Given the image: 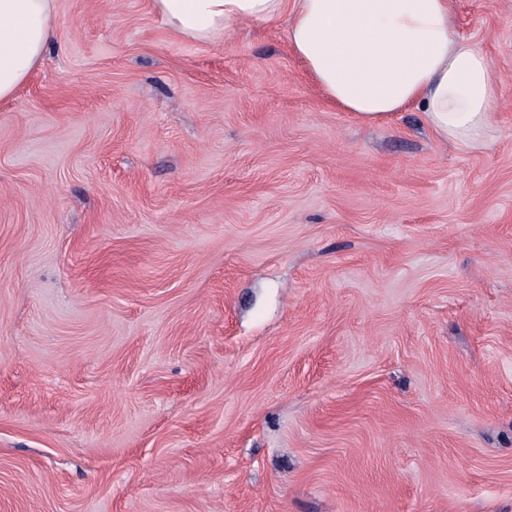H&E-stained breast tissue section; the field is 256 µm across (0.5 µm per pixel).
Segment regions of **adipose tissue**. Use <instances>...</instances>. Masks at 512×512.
I'll use <instances>...</instances> for the list:
<instances>
[{"instance_id":"ef3b65f1","label":"adipose tissue","mask_w":512,"mask_h":512,"mask_svg":"<svg viewBox=\"0 0 512 512\" xmlns=\"http://www.w3.org/2000/svg\"><path fill=\"white\" fill-rule=\"evenodd\" d=\"M179 36L209 41L287 19L289 48L326 97L366 123L418 108L442 139L479 143L500 84L456 30L450 0H153ZM54 0H0V101L41 62Z\"/></svg>"}]
</instances>
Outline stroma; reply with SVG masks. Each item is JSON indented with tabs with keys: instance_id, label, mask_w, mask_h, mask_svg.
Returning <instances> with one entry per match:
<instances>
[{
	"instance_id": "obj_1",
	"label": "stroma",
	"mask_w": 512,
	"mask_h": 512,
	"mask_svg": "<svg viewBox=\"0 0 512 512\" xmlns=\"http://www.w3.org/2000/svg\"><path fill=\"white\" fill-rule=\"evenodd\" d=\"M0 102V512H512V0L474 147L286 23L55 0Z\"/></svg>"
}]
</instances>
